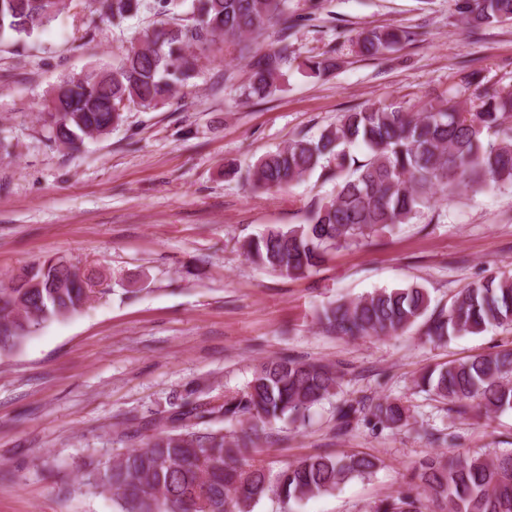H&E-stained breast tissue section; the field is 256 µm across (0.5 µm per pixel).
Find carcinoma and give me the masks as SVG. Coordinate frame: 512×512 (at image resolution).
I'll list each match as a JSON object with an SVG mask.
<instances>
[{"mask_svg":"<svg viewBox=\"0 0 512 512\" xmlns=\"http://www.w3.org/2000/svg\"><path fill=\"white\" fill-rule=\"evenodd\" d=\"M144 0H95L94 22L119 26ZM184 0H151L160 17L143 38H132L112 62L62 75L41 111L49 142L77 150L119 126L130 106L146 112L169 104L199 76L200 60L218 45L234 44L279 26L277 43L253 56L240 96L263 101L283 91L299 18L288 0H190L188 22L170 17ZM64 8L63 0H0V40L38 38ZM473 29L512 22V0H459ZM397 27L365 30L354 45L376 57L410 39ZM301 67L320 77L336 58ZM318 175L334 184L328 199L310 205L303 223L272 225L242 245L251 262L286 278L311 273L341 248L380 230L409 224L423 209L454 192L512 187V85L489 90L468 73L448 97L420 107L372 104L340 115L316 135L299 134L260 157L247 179L265 192ZM94 267L64 257L40 259L22 275L0 281V356L15 352L46 325L79 313L102 285ZM326 332L347 338L397 337L422 325L425 341L446 344L462 333L512 326V275L480 280L448 309L430 311L420 286L377 289L330 302L317 312ZM337 366L291 355L268 358L242 388L213 405L190 392L160 421L143 426L139 447L112 465L86 470L90 484L115 499L118 512H253L276 499L292 504L330 494L371 476L375 456L352 453L297 458L277 470L253 461L259 432L278 422L303 425L313 409L337 394ZM415 385L466 418L512 409V348L450 361L422 373ZM399 397H365L336 406L334 431L346 434L360 419L380 431L409 424ZM248 424L227 435L216 420ZM367 512H512V450L493 455L427 453L410 466L407 487L373 502Z\"/></svg>","mask_w":512,"mask_h":512,"instance_id":"obj_1","label":"carcinoma"}]
</instances>
